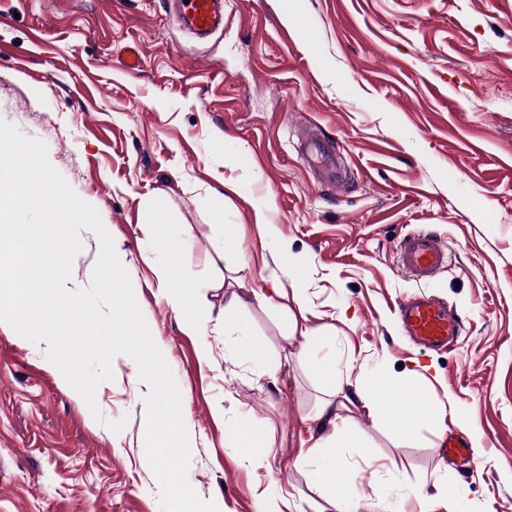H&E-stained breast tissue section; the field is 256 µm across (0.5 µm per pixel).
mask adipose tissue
<instances>
[{
  "label": "adipose tissue",
  "instance_id": "obj_1",
  "mask_svg": "<svg viewBox=\"0 0 512 512\" xmlns=\"http://www.w3.org/2000/svg\"><path fill=\"white\" fill-rule=\"evenodd\" d=\"M297 357L327 388L310 416L315 426V438L307 449L308 457L315 461L312 483L323 492L334 512H352L351 501L338 493L346 472L337 454L338 449L363 445L351 413L363 408L371 415L389 418L396 445L402 448L412 439L414 428L433 423L440 409L412 376L395 381L381 373L363 384L346 387L336 382L335 361L317 357L305 347ZM225 445L251 463L263 462L275 453L264 432L256 427L238 428Z\"/></svg>",
  "mask_w": 512,
  "mask_h": 512
}]
</instances>
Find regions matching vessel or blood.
<instances>
[{"label": "vessel or blood", "instance_id": "b4317fda", "mask_svg": "<svg viewBox=\"0 0 512 512\" xmlns=\"http://www.w3.org/2000/svg\"><path fill=\"white\" fill-rule=\"evenodd\" d=\"M179 26L197 39H207L224 28V0H166ZM302 153L317 152L318 179L332 186L337 182L333 147L327 141L312 137L301 144ZM397 266L410 280L431 283L448 266V246L435 232L419 229L406 234L397 249ZM397 319L404 335L421 349L452 350L464 326L460 315L438 297L417 292L401 298L396 307ZM440 455L452 464H470L475 451L461 436L443 438Z\"/></svg>", "mask_w": 512, "mask_h": 512}]
</instances>
